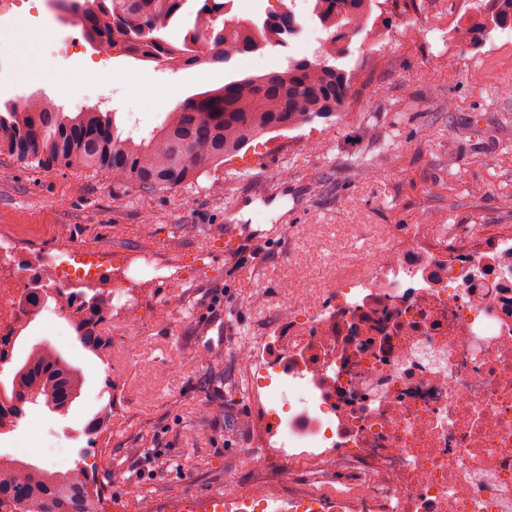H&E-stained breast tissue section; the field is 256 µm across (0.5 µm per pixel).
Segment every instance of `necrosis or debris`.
<instances>
[{"instance_id":"1","label":"necrosis or debris","mask_w":512,"mask_h":512,"mask_svg":"<svg viewBox=\"0 0 512 512\" xmlns=\"http://www.w3.org/2000/svg\"><path fill=\"white\" fill-rule=\"evenodd\" d=\"M400 248L367 253L362 280L302 294L304 317L247 348L251 393L275 428L254 465L305 458L345 466L334 494L264 495L228 481L224 512H512V237L411 224ZM40 272L65 319L75 272Z\"/></svg>"}]
</instances>
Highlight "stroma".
<instances>
[{
	"label": "stroma",
	"mask_w": 512,
	"mask_h": 512,
	"mask_svg": "<svg viewBox=\"0 0 512 512\" xmlns=\"http://www.w3.org/2000/svg\"><path fill=\"white\" fill-rule=\"evenodd\" d=\"M34 0L13 24L9 87L71 108L89 95L118 123L150 131L190 94L223 84L225 73H267L288 58L312 57L322 30L310 0H295L304 30L288 54H245L225 65L173 72L130 57L121 46L85 47L62 59L50 47L66 14ZM386 0L381 22L354 40L345 59L361 80L347 113L271 132L188 189L150 194L73 168H34L0 154V235L23 242L26 257L153 254L166 279L135 285L136 308L106 328L112 360L91 357L51 309L27 329L83 369L80 398L67 417L26 405L20 429L0 436V452L52 462H84L121 504L208 499L227 479L267 490L277 465L255 467L266 422L249 396L241 346L266 335L299 289L322 290L353 271L364 252L400 241L409 224H481L512 232V30L478 44L455 29L464 0ZM421 34L409 38L410 24ZM127 74V81L108 74ZM138 348L123 347L127 332ZM112 407L107 436L88 444L82 429Z\"/></svg>",
	"instance_id": "obj_1"
}]
</instances>
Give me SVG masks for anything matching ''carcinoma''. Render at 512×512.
<instances>
[{
    "label": "carcinoma",
    "mask_w": 512,
    "mask_h": 512,
    "mask_svg": "<svg viewBox=\"0 0 512 512\" xmlns=\"http://www.w3.org/2000/svg\"><path fill=\"white\" fill-rule=\"evenodd\" d=\"M93 7L71 0L58 5L80 9V22L89 42L125 43L131 57L168 63L179 71L201 64L228 63L238 55L262 50L274 30L291 34L296 26L267 11L242 18L231 0H92ZM312 14L325 31L313 57L288 59L280 71L231 79L199 92L167 113L160 126L142 137L118 127L116 114L86 110L66 112L43 105L41 98L0 103V153L39 167L65 166L101 172L115 183L147 193L194 184L200 174L224 163L258 137L291 130L317 118L342 116L352 90L360 81L357 70L338 61L349 44L369 26L379 0H310ZM213 17L209 48L202 52L196 38L173 39L190 21ZM234 18L237 23L225 24ZM512 29V0H476L466 25L457 31L461 41L485 40L497 30ZM84 312L71 320L76 338L94 357L106 361L112 340L101 325L112 312L98 293L83 300ZM9 371L0 379V429L20 420L18 402H40L55 416L68 414L80 397L82 369L50 341L24 346V355L8 359ZM12 512H103L100 487L76 464L66 476L28 461L0 460V503Z\"/></svg>",
    "instance_id": "obj_1"
}]
</instances>
